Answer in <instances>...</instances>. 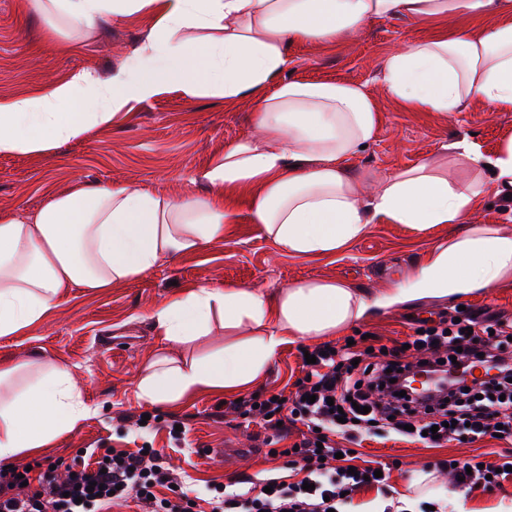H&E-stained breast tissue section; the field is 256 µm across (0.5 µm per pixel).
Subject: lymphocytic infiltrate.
I'll list each match as a JSON object with an SVG mask.
<instances>
[{"instance_id":"lymphocytic-infiltrate-1","label":"lymphocytic infiltrate","mask_w":512,"mask_h":512,"mask_svg":"<svg viewBox=\"0 0 512 512\" xmlns=\"http://www.w3.org/2000/svg\"><path fill=\"white\" fill-rule=\"evenodd\" d=\"M512 346V320L443 318L406 342L358 351L330 342L315 346V361L302 364V375L290 395L244 396L226 405L228 413L262 424L276 439L289 425L303 422L312 433L296 448L283 449L290 463H301L304 481L259 480L247 492L215 485L207 500L210 512H345L353 493L366 485L384 489L389 465L367 461L349 473L353 449H339L338 439L378 428L385 439L439 448L443 444L486 436L512 439V362L503 353ZM490 365V377L466 383L476 362ZM434 375V395L409 392L410 375ZM341 413L331 412V405ZM453 486L471 490L502 488L512 478V454L478 463L438 459ZM20 468L0 467V512H111L136 501L140 512H197V502L180 489V474L157 449L106 451L103 459L76 469L67 465L38 476L37 486L23 485ZM168 497H160V490Z\"/></svg>"}]
</instances>
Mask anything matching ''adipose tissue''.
Here are the masks:
<instances>
[{"label":"adipose tissue","instance_id":"obj_1","mask_svg":"<svg viewBox=\"0 0 512 512\" xmlns=\"http://www.w3.org/2000/svg\"><path fill=\"white\" fill-rule=\"evenodd\" d=\"M44 19L75 32L105 16L146 14L150 34L133 60L108 77L85 71L31 96L0 101V155L45 152L111 125L130 103L176 85L204 94L255 98L257 132L226 143L194 179L203 194L178 198L112 183H87L21 217H0V337L42 322L66 288H108L161 261L192 255L224 236L247 210L282 252L336 254L379 222L424 230L464 224L433 242L405 279L369 296L344 282L314 279L276 294L198 284L151 314L168 347L139 373L140 400L170 405L198 391L252 386L286 344L342 335L374 310L410 300L452 299L512 281V230L474 224L475 208L512 197V140L486 157L464 138L444 145L469 177L449 179L425 159L380 175L352 161L376 137L380 115L365 86L288 78L292 45L333 44L372 23L402 18L452 27L390 54L381 82L410 112L447 114L482 102L512 112V0H27ZM221 326L230 343L196 354ZM0 463L52 447L94 414L70 369L38 356L0 363Z\"/></svg>","mask_w":512,"mask_h":512}]
</instances>
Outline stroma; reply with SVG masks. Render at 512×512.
<instances>
[{"label": "stroma", "instance_id": "stroma-1", "mask_svg": "<svg viewBox=\"0 0 512 512\" xmlns=\"http://www.w3.org/2000/svg\"><path fill=\"white\" fill-rule=\"evenodd\" d=\"M150 28L147 18L135 15L106 22L91 36L75 40L64 28L49 30L24 0H0V99L36 95L82 70L111 72L130 62ZM429 35V30L388 19L331 46L308 42L291 48L289 77L358 83L374 99L383 124L376 139L354 159L356 168L380 173L407 168L421 157L440 156L443 145L470 135L490 157L512 139V112H490L477 102L452 115L408 112L387 95L380 81L383 60ZM253 110L248 96L231 102L212 95L188 98L172 86L152 100L131 104L127 113L108 127L92 130L85 140L60 143L44 153L0 155V216L37 211L50 198L83 183H118L170 197L204 192V185L192 184V176L225 142L251 133ZM464 230L461 224L418 231L382 222L339 253L292 256L281 253L243 216L226 226L223 239L196 254L165 260L138 280L98 290L71 288L43 322L23 335L0 337V361L34 354L68 366L84 399L98 412L64 433L55 447L17 457L15 466L61 459L79 468L90 454L144 446L163 449L171 468L185 474L183 488L192 498L205 496L212 485L232 484L247 476L288 477L282 459L268 456L258 426L217 417L218 408L233 401V394L201 392L164 407L138 398V372L163 345L151 312L178 290L202 283L217 288L241 284L272 293L302 280L332 279L373 293L404 278L434 240ZM462 306L512 319V282L458 301L409 302L372 316L351 334H369L385 343L402 341ZM300 348L297 341L285 345L253 392L291 391L301 371ZM126 414L148 415V428L123 422ZM175 420L186 425L178 443L169 434ZM218 448L227 449V456H215ZM357 451L359 459L392 464L389 484L395 495L408 496L416 504L428 495L410 488L409 480L413 473L428 472L433 458L511 452L512 441L482 438L425 448L371 437L359 443Z\"/></svg>", "mask_w": 512, "mask_h": 512}]
</instances>
